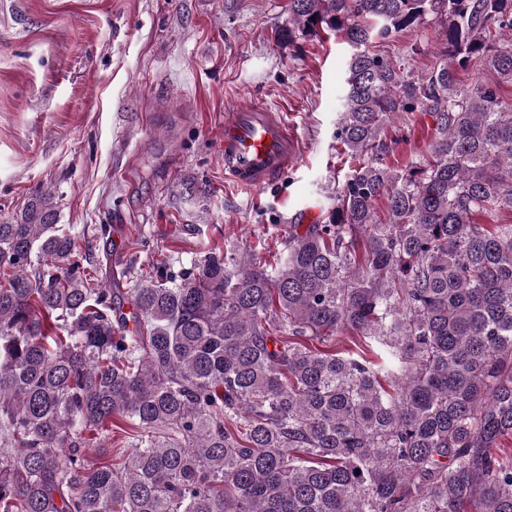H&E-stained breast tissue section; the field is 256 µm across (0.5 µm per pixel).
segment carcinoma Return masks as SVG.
I'll use <instances>...</instances> for the list:
<instances>
[{
    "mask_svg": "<svg viewBox=\"0 0 512 512\" xmlns=\"http://www.w3.org/2000/svg\"><path fill=\"white\" fill-rule=\"evenodd\" d=\"M438 24L420 73L374 40ZM351 48L322 224L96 282L40 191L0 224V512H512V0H288ZM433 120L393 167L396 116ZM130 306L131 311L124 310ZM347 333L375 357L311 345ZM125 418L122 460L86 434ZM135 431H137V429L133 426L114 419V425L112 424V437H97V435L94 434H87L89 443L86 456L97 463L107 462L111 457L112 461H115L119 448H131V445L135 443V438H137L136 436L138 435ZM100 448H108V450L105 453H101L99 452Z\"/></svg>",
    "mask_w": 512,
    "mask_h": 512,
    "instance_id": "1",
    "label": "carcinoma"
}]
</instances>
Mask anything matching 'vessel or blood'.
<instances>
[{"label":"vessel or blood","instance_id":"1","mask_svg":"<svg viewBox=\"0 0 512 512\" xmlns=\"http://www.w3.org/2000/svg\"><path fill=\"white\" fill-rule=\"evenodd\" d=\"M218 149L225 175L247 190L274 183L299 157L294 129L283 115L258 104L225 111Z\"/></svg>","mask_w":512,"mask_h":512}]
</instances>
